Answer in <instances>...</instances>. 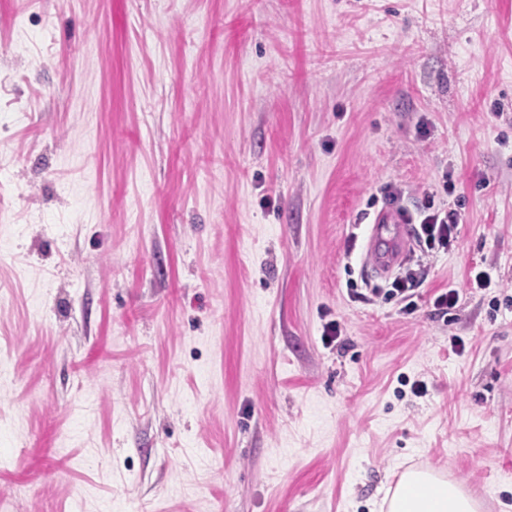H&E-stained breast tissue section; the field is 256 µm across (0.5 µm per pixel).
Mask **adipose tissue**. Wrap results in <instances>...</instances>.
<instances>
[{
	"label": "adipose tissue",
	"mask_w": 512,
	"mask_h": 512,
	"mask_svg": "<svg viewBox=\"0 0 512 512\" xmlns=\"http://www.w3.org/2000/svg\"><path fill=\"white\" fill-rule=\"evenodd\" d=\"M389 512H476L474 501L457 483L429 471L405 470Z\"/></svg>",
	"instance_id": "adipose-tissue-1"
}]
</instances>
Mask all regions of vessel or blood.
<instances>
[{"label":"vessel or blood","mask_w":512,"mask_h":512,"mask_svg":"<svg viewBox=\"0 0 512 512\" xmlns=\"http://www.w3.org/2000/svg\"><path fill=\"white\" fill-rule=\"evenodd\" d=\"M410 228L404 215L385 207L379 210L369 228L367 276H385L400 265L409 247Z\"/></svg>","instance_id":"obj_1"}]
</instances>
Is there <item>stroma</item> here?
I'll return each instance as SVG.
<instances>
[{"label": "stroma", "mask_w": 512, "mask_h": 512, "mask_svg": "<svg viewBox=\"0 0 512 512\" xmlns=\"http://www.w3.org/2000/svg\"><path fill=\"white\" fill-rule=\"evenodd\" d=\"M1 166L0 512H512V0H0ZM417 239L427 252L448 249L454 240L457 217L452 211L433 209L428 201L418 212ZM406 217L395 210L384 207L379 210L369 228L367 276H385L400 265L409 247L410 228ZM421 279V272L407 271L403 276L395 279L392 283L389 296H399L405 302L403 310L406 313H413L415 310V303L412 300L415 288L418 286ZM389 512H476V504L457 483L429 471L406 469Z\"/></svg>", "instance_id": "1"}]
</instances>
